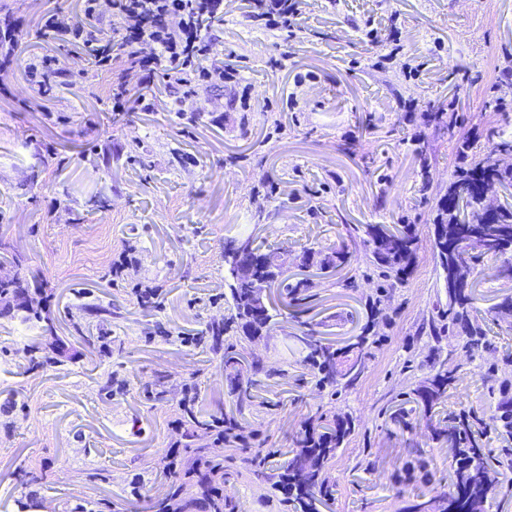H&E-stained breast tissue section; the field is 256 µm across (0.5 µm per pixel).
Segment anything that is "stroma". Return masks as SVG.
I'll return each instance as SVG.
<instances>
[{
  "instance_id": "stroma-1",
  "label": "stroma",
  "mask_w": 512,
  "mask_h": 512,
  "mask_svg": "<svg viewBox=\"0 0 512 512\" xmlns=\"http://www.w3.org/2000/svg\"><path fill=\"white\" fill-rule=\"evenodd\" d=\"M50 0H24L23 53L56 54L69 68H87V51H72L38 21ZM242 0H224V58L252 86L262 112H245L221 86L199 90L184 106L169 104L163 77L146 93L152 112L113 111L112 77L59 89L53 117L18 105L28 84L13 77L14 98L0 100V269L12 255L41 272L53 290L47 304L55 335L25 321L23 311L0 316V512H128L131 502H162L169 493L159 471L161 452L176 442L181 383L196 377L197 411H240L249 429L279 449L291 447L302 422L323 411L352 418L355 430L332 470L331 512H400L396 492L405 463L425 460L427 479L415 493L449 489L448 448H408V434L391 413L430 373L456 368L444 411L489 416L496 403L502 353L512 351V325L489 309L512 295L505 258L478 256L480 274L471 312L489 329L495 351L463 356L457 339L434 344L428 325L448 304L431 243L440 197L448 192L463 135L477 132L478 150L494 137L512 140V111L491 92L498 66L512 53V0H305L295 38L252 29L241 21ZM398 27L402 51L383 72L368 69L369 29ZM419 68L406 81L402 62ZM459 71L450 74L449 63ZM317 78L297 85L296 75ZM456 97L460 129L429 123L432 107ZM413 98L415 112L396 109ZM55 158L45 161L43 145ZM415 225L413 272L396 289L376 325L382 342L359 381L330 395L305 361L309 332L332 342L359 335L378 288L370 256L336 275L289 267L313 282L305 323L279 311L268 336L246 344L267 374L254 386V404L238 409L224 365L193 338L203 322L228 313L224 248L252 239L262 252L302 257L339 246L355 224ZM114 301L112 351L88 354L70 324L79 294ZM63 342L67 360L23 370L20 351ZM115 374L122 388L105 395ZM172 384L163 401L141 392L158 374ZM231 478L224 494L238 512H293L281 492L257 480L230 448H221ZM46 478L21 483L23 470Z\"/></svg>"
}]
</instances>
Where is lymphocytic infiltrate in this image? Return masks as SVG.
<instances>
[{"mask_svg": "<svg viewBox=\"0 0 512 512\" xmlns=\"http://www.w3.org/2000/svg\"><path fill=\"white\" fill-rule=\"evenodd\" d=\"M304 0H250L242 20L252 27L276 30L294 37L300 29ZM86 21L76 20L62 8L42 16L44 32L92 52L90 69L72 73L55 56L41 57L31 66L30 95L25 106L38 105L76 77L107 73L119 58H126L141 74V84L163 73L177 102L195 96L204 84L241 83L239 70L217 60L215 28L224 22V0H83ZM114 34H107L108 22ZM20 20L14 12L0 16V93H9L6 74L19 57Z\"/></svg>", "mask_w": 512, "mask_h": 512, "instance_id": "obj_1", "label": "lymphocytic infiltrate"}]
</instances>
